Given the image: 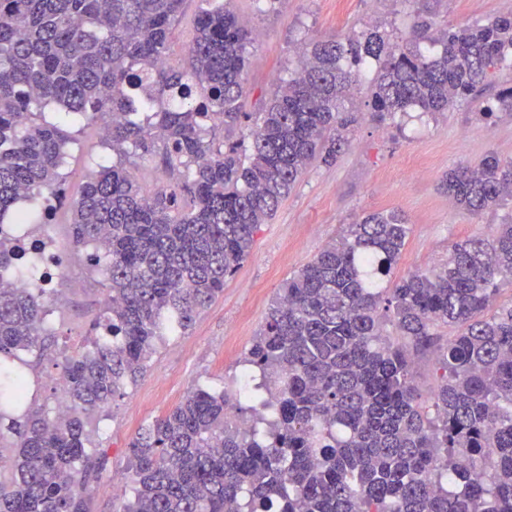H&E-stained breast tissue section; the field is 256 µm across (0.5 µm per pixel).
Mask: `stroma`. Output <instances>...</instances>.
Returning a JSON list of instances; mask_svg holds the SVG:
<instances>
[{
	"label": "stroma",
	"mask_w": 512,
	"mask_h": 512,
	"mask_svg": "<svg viewBox=\"0 0 512 512\" xmlns=\"http://www.w3.org/2000/svg\"><path fill=\"white\" fill-rule=\"evenodd\" d=\"M431 12L449 26L484 23L512 14V0H427ZM257 35L246 75L248 106L257 108L294 67L301 39H330L358 34L380 23L393 34L404 33L407 0H284L275 13L261 12L256 0H234ZM512 85V70L502 69L449 112L431 117L416 113L381 121L366 95L354 104L361 118L351 146L330 165L313 163L281 204L271 223L262 225L240 269L226 279L224 291L197 316L183 335L163 336L136 382L95 419L92 446L104 465L84 489L88 512H120L122 501L111 485L129 487L128 447L138 431L178 405L198 387L235 397L243 416L252 404L239 398L243 361L264 323L281 284L336 237L342 225L365 213L400 211L409 227L396 275L440 265L455 242L487 231L512 215L508 209L474 215L455 206L440 181L450 169L475 165L488 153L512 158V119L482 117L500 89ZM104 118L72 123L77 142L71 149L64 187L77 196L94 164L111 160L101 136ZM36 223H47L63 253V266L49 305L50 336L43 351L20 354L10 371L30 383L31 404L54 410V377L62 363L90 348L102 334L94 319L103 307L107 279L103 265L89 250L75 247L70 214L35 211Z\"/></svg>",
	"instance_id": "1"
}]
</instances>
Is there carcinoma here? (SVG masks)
<instances>
[{
	"label": "carcinoma",
	"mask_w": 512,
	"mask_h": 512,
	"mask_svg": "<svg viewBox=\"0 0 512 512\" xmlns=\"http://www.w3.org/2000/svg\"><path fill=\"white\" fill-rule=\"evenodd\" d=\"M202 2L184 69L167 63L183 0H0V223L28 221L27 201L67 202L73 242L105 260L112 297L94 320L112 341L63 364L70 410L7 424L0 512H87L100 470L91 420L136 381L162 330H188L223 293L307 167L349 148L359 66H373L366 91L382 120L447 112L512 68V15L454 30L412 0L403 37L372 24L301 43L300 67L249 112L253 30L231 0ZM496 108L512 117V86L482 115ZM103 115L117 160L68 201L75 138L62 124ZM244 123L247 145L232 140ZM157 154L168 182L149 190L128 163ZM441 188L475 215L504 207L512 160L489 153ZM408 234L399 213H369L284 281L245 359L244 394L271 415L244 427L226 393L195 388L130 443L122 512H512V299L500 301L512 222L395 279ZM19 266L40 274L37 255L0 240L5 359L49 335L45 297L7 284ZM423 351L443 370L426 399ZM23 384L9 378L0 402L19 404Z\"/></svg>",
	"instance_id": "1"
}]
</instances>
